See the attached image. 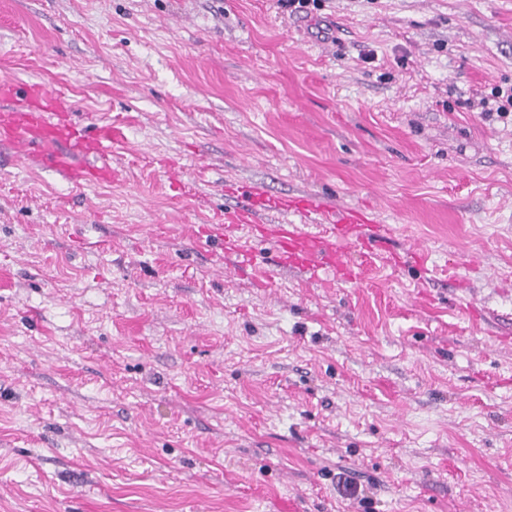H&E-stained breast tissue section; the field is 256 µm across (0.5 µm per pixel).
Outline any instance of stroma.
Returning a JSON list of instances; mask_svg holds the SVG:
<instances>
[{
  "mask_svg": "<svg viewBox=\"0 0 512 512\" xmlns=\"http://www.w3.org/2000/svg\"><path fill=\"white\" fill-rule=\"evenodd\" d=\"M119 133L0 148V512H512V0H0V80ZM389 230L355 282L237 189ZM243 192L252 198L253 204L243 209L224 211V226L227 224L249 229L251 239L272 245L279 264L300 266L314 275L319 270H329L344 278L355 279L357 274L349 264L342 261L337 246L338 242L348 238L353 224L359 225L355 246L360 252L372 258L386 256L376 250L385 228L353 210H332L319 199L269 201L261 197L263 193L256 187H246ZM254 203L268 208L290 210L297 222L256 224ZM319 224H326L324 231H312ZM224 226L217 224L215 228L220 231L224 252L234 255L243 252L241 241L224 234Z\"/></svg>",
  "mask_w": 512,
  "mask_h": 512,
  "instance_id": "1",
  "label": "stroma"
}]
</instances>
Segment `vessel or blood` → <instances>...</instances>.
<instances>
[{
  "label": "vessel or blood",
  "mask_w": 512,
  "mask_h": 512,
  "mask_svg": "<svg viewBox=\"0 0 512 512\" xmlns=\"http://www.w3.org/2000/svg\"><path fill=\"white\" fill-rule=\"evenodd\" d=\"M69 102L50 82L17 84L0 82V144H10L19 160L40 156L45 165L81 184L108 180L112 168L105 159L117 138L111 126L85 127L69 118ZM98 156L102 165H81V158ZM252 198L250 207L230 210L224 222L249 229L252 239L272 245L277 261L282 265L302 267L310 272L329 270L344 278L355 279L350 265L344 263L338 250L340 241L350 230H357L356 248L364 255L377 257V247L384 232L381 225L352 210H332L321 200L301 199L282 202L283 210L292 212L291 224H259L255 221V203L261 202L258 188L247 190Z\"/></svg>",
  "instance_id": "1"
}]
</instances>
